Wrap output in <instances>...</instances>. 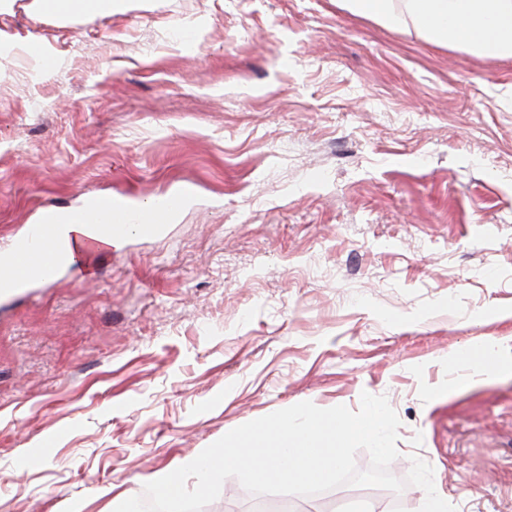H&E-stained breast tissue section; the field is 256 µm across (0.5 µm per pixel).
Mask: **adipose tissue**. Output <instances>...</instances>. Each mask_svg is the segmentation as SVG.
Here are the masks:
<instances>
[{
    "instance_id": "1",
    "label": "adipose tissue",
    "mask_w": 512,
    "mask_h": 512,
    "mask_svg": "<svg viewBox=\"0 0 512 512\" xmlns=\"http://www.w3.org/2000/svg\"><path fill=\"white\" fill-rule=\"evenodd\" d=\"M354 14L390 28L413 27L439 45L488 58H512V0H345ZM484 380L512 368L503 342L492 340L458 356Z\"/></svg>"
}]
</instances>
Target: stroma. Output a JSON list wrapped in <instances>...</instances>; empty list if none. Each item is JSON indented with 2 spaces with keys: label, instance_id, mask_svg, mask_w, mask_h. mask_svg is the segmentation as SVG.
Segmentation results:
<instances>
[{
  "label": "stroma",
  "instance_id": "35a3bbf8",
  "mask_svg": "<svg viewBox=\"0 0 512 512\" xmlns=\"http://www.w3.org/2000/svg\"><path fill=\"white\" fill-rule=\"evenodd\" d=\"M0 31L53 56L0 57V246L47 205L192 189L159 236L0 304V512H114L233 428L365 392L400 419L394 476L416 456L456 512H512V375L453 360L512 340V60L343 0L18 5ZM53 2L54 7L60 15L66 16L75 13H93L108 15L112 9L122 5L123 0H32L26 7L33 18H38L46 11L47 5Z\"/></svg>",
  "mask_w": 512,
  "mask_h": 512
}]
</instances>
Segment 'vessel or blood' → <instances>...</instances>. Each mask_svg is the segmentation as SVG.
<instances>
[{"label":"vessel or blood","mask_w":512,"mask_h":512,"mask_svg":"<svg viewBox=\"0 0 512 512\" xmlns=\"http://www.w3.org/2000/svg\"><path fill=\"white\" fill-rule=\"evenodd\" d=\"M169 207V202L165 201L133 211L123 198L95 195L88 198L82 208L66 216L73 221L93 225L94 235L86 239L84 251L95 258L106 242L122 239L131 233L142 238L160 234L163 227L159 219ZM62 216L65 215L58 209H43L36 223L26 225L6 249L0 250V268L6 271L5 277L0 278V303L12 301L30 282L50 283L62 270H77L78 264L67 249L51 246Z\"/></svg>","instance_id":"1"}]
</instances>
